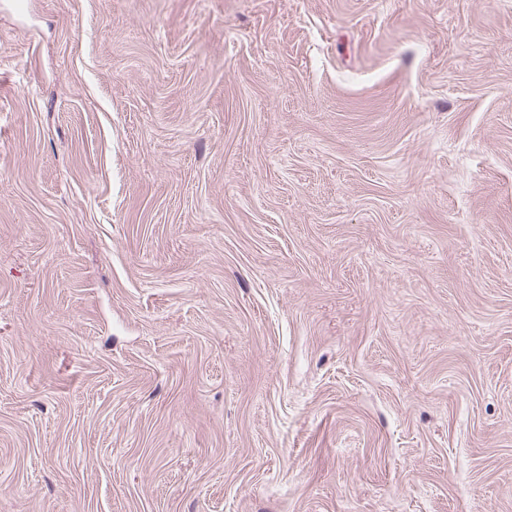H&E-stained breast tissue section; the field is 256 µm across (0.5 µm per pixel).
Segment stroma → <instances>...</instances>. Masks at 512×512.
<instances>
[{
	"label": "stroma",
	"instance_id": "stroma-1",
	"mask_svg": "<svg viewBox=\"0 0 512 512\" xmlns=\"http://www.w3.org/2000/svg\"><path fill=\"white\" fill-rule=\"evenodd\" d=\"M0 0V512H512V0Z\"/></svg>",
	"mask_w": 512,
	"mask_h": 512
}]
</instances>
